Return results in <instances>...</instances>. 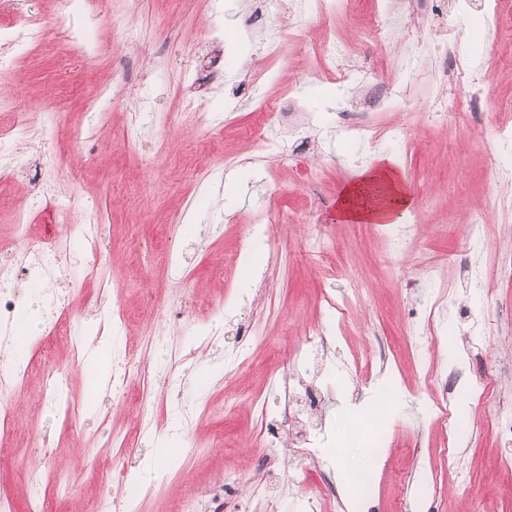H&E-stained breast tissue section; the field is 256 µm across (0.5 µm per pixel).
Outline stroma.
<instances>
[{"label":"stroma","mask_w":512,"mask_h":512,"mask_svg":"<svg viewBox=\"0 0 512 512\" xmlns=\"http://www.w3.org/2000/svg\"><path fill=\"white\" fill-rule=\"evenodd\" d=\"M457 3L411 0L403 29L367 42L360 33L370 17L330 11L324 0L304 18L279 0L259 25L256 0H99L97 11L122 18L138 40L125 44L105 23L79 17L97 48L96 65L86 68L66 65L56 50L52 0H0V17L44 19L41 38L16 43L0 66V128L21 113L28 119L11 144L13 177L0 181V238L11 236L17 210L33 231L49 230L37 170L71 224L103 212V282L122 286L120 306L99 299L79 246L48 289L56 311L80 313L85 350L116 329L120 353L140 363L123 397L106 395L93 408L63 345L56 362L70 371L64 402L48 401L34 376L9 395L17 424L0 458V512H27L32 474L48 466L72 484L58 512H88L115 494L98 465L112 436L129 435L116 465L130 475L174 424L188 451L142 490L140 512H170L181 499L196 512H233L240 502L248 512H294L327 479L336 496L327 512H512V465L496 425L512 408V181L501 177L512 169V148L499 136L512 127V111L496 109L512 101V11L498 17L475 5L462 18ZM329 26L347 45L348 74L400 89L399 107L369 119L404 127L408 155L342 132L361 90L340 88L325 71L316 47ZM213 56L224 76L209 86L200 123L191 83ZM473 68L490 91L475 113L464 78ZM102 84L111 94L89 106V89ZM295 89L301 109L279 135L312 140L314 150L292 166L274 155L249 162L258 100ZM75 125L81 156L66 137ZM134 126L132 151L126 135ZM377 154L395 158L413 198L405 221L417 234L394 265L381 228L336 220L342 188ZM268 215L275 254L249 279L239 257ZM346 300L341 320L334 307ZM316 332L329 344L305 355ZM381 342L389 346L382 364L374 351ZM241 356L247 362L235 368ZM213 364L222 373L196 388V371ZM459 367L491 379L493 391L479 399L448 390ZM277 377L315 403L296 405L291 429L267 447L252 403L261 398L269 415L279 412ZM382 387L400 401L377 399ZM146 401L151 425L132 432ZM365 470L372 481L360 496L355 483ZM461 470L471 478L464 491Z\"/></svg>","instance_id":"stroma-1"}]
</instances>
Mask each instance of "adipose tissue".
<instances>
[{
	"label": "adipose tissue",
	"instance_id": "adipose-tissue-1",
	"mask_svg": "<svg viewBox=\"0 0 512 512\" xmlns=\"http://www.w3.org/2000/svg\"><path fill=\"white\" fill-rule=\"evenodd\" d=\"M412 198L396 169L388 158L360 168L354 179L341 193L336 207V219L341 223L396 224L408 212ZM42 320L40 306L26 301L16 319L11 349L5 355V365L20 366L25 343Z\"/></svg>",
	"mask_w": 512,
	"mask_h": 512
}]
</instances>
